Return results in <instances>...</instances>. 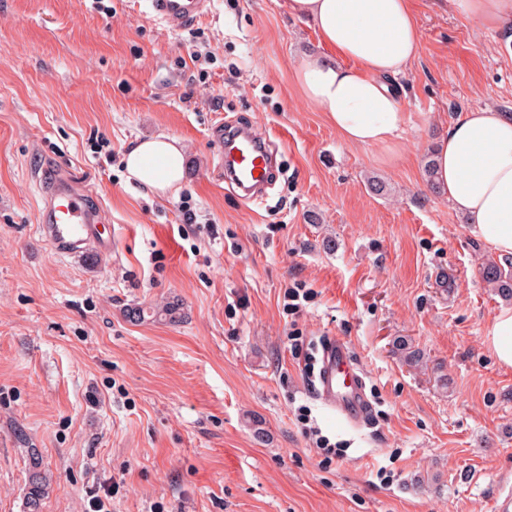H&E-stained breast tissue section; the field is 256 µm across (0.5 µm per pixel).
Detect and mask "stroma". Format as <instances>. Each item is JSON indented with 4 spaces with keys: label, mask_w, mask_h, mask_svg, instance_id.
Here are the masks:
<instances>
[{
    "label": "stroma",
    "mask_w": 512,
    "mask_h": 512,
    "mask_svg": "<svg viewBox=\"0 0 512 512\" xmlns=\"http://www.w3.org/2000/svg\"><path fill=\"white\" fill-rule=\"evenodd\" d=\"M411 2L422 40L390 153L347 145L304 100L294 71L326 50L288 0H211L180 32L145 0H0V512H23L32 447L52 474L42 512L95 496L107 512H495L512 488V367L486 338L506 302L482 279L495 253L426 164L459 114H512V30ZM223 118L274 137L263 200L224 183ZM157 133L184 148L174 197L124 168ZM48 170L111 228V252L42 238ZM294 279L315 296L291 315ZM172 301L176 322L126 316ZM294 331L348 344L375 421L315 398ZM302 407L338 444L332 464Z\"/></svg>",
    "instance_id": "1"
}]
</instances>
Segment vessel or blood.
Masks as SVG:
<instances>
[{
	"label": "vessel or blood",
	"mask_w": 512,
	"mask_h": 512,
	"mask_svg": "<svg viewBox=\"0 0 512 512\" xmlns=\"http://www.w3.org/2000/svg\"><path fill=\"white\" fill-rule=\"evenodd\" d=\"M208 5L209 0H148L154 18L174 31L191 26L207 12ZM212 139L224 161L225 182L243 201L253 202L256 190L271 174L267 146L246 132L225 134L220 123L213 127ZM42 190L45 200L38 216L39 230L53 249L66 253L92 242L108 246L98 216L69 183L46 182ZM314 390L324 406L348 423H357L368 409L364 381L345 342L334 341L324 348Z\"/></svg>",
	"instance_id": "vessel-or-blood-1"
}]
</instances>
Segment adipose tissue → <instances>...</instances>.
I'll list each match as a JSON object with an SVG mask.
<instances>
[{
  "label": "adipose tissue",
  "mask_w": 512,
  "mask_h": 512,
  "mask_svg": "<svg viewBox=\"0 0 512 512\" xmlns=\"http://www.w3.org/2000/svg\"><path fill=\"white\" fill-rule=\"evenodd\" d=\"M452 9L493 31L512 25V0H448ZM311 21L330 59L310 57L295 71L304 98L324 112L352 146L391 148L406 124L390 78L413 60L421 30L410 0H288ZM435 179L499 257H512V115L485 106L462 113L432 153ZM129 179L165 196L185 177L178 140L138 141L125 154Z\"/></svg>",
  "instance_id": "1"
}]
</instances>
